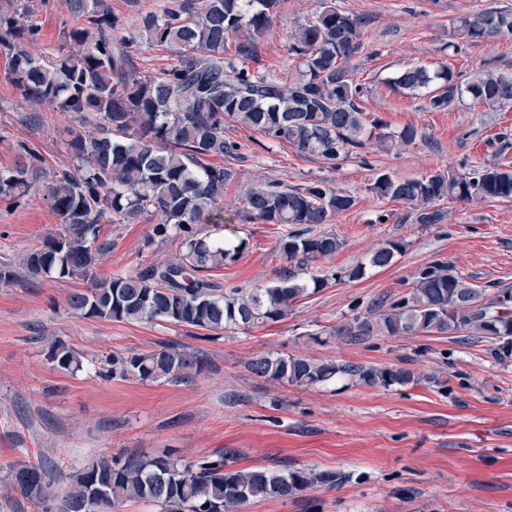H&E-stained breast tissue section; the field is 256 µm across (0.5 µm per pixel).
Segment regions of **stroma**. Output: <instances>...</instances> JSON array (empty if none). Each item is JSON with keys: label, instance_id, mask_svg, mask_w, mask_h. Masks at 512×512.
I'll return each mask as SVG.
<instances>
[{"label": "stroma", "instance_id": "stroma-1", "mask_svg": "<svg viewBox=\"0 0 512 512\" xmlns=\"http://www.w3.org/2000/svg\"><path fill=\"white\" fill-rule=\"evenodd\" d=\"M337 9L367 17L354 58L366 92L359 105L391 131L408 125L422 133L411 146L380 149L367 142L329 165L290 145L260 142L238 125L227 136L241 146L221 159L231 172L224 204L260 180L291 185L327 181L353 195L355 206L312 234L341 242L332 256L308 264L320 275L348 269L387 241L403 245L385 268L357 280L330 283L294 303L288 317L215 337L162 323H117L74 313L69 297L92 280L135 273L175 256V241L145 247L152 219L106 224L110 253L85 276H19L0 284V512H40L9 487L20 464L43 461L49 491L61 495L72 472L110 457L162 455L195 461L236 454L232 469L342 472L336 486L317 484L286 500H260L239 512H512V357L497 360L488 339L418 333L375 336L360 343L336 335L349 318L366 314L382 297L410 292L417 273L445 262L479 285L512 289V200H444L438 224H421L407 205L377 197L378 174L411 179L488 163L512 164V106L472 100L442 112L391 89L387 80L411 64L446 67L461 77L482 69L512 71V36L471 43L459 39L460 18L512 0H334ZM39 28L23 48L36 57L56 51L72 15L68 0H30ZM320 0H282L277 18L258 43L252 70L296 77L298 60L288 34L307 23ZM0 54V168L13 166L17 146L33 144L46 173L70 166L72 119L32 108L7 76ZM60 228L41 191L27 204L0 201V262L20 263ZM244 248L238 259L209 277L223 289L248 292L288 268L278 242L286 228L260 221L208 225ZM79 352V371H63L47 353L54 342ZM170 345L198 353L200 367L179 382L106 377V357L148 353ZM264 353L305 355L321 362L397 366L414 383L384 389L342 376L317 387L271 383L249 362Z\"/></svg>", "mask_w": 512, "mask_h": 512}]
</instances>
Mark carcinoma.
I'll return each mask as SVG.
<instances>
[{
    "label": "carcinoma",
    "mask_w": 512,
    "mask_h": 512,
    "mask_svg": "<svg viewBox=\"0 0 512 512\" xmlns=\"http://www.w3.org/2000/svg\"><path fill=\"white\" fill-rule=\"evenodd\" d=\"M279 0H165L160 13L142 16L130 28L109 0H69L74 23L64 31L65 47L50 59L33 57L18 43L32 40L37 28L24 0H9L0 10V53L10 61L8 78L24 97L63 112L77 123L96 120V132L72 133L67 142L71 168L54 174L45 186L47 201L61 229L30 249L21 260L31 278L86 275L112 251L100 223L131 224L156 216L144 246L176 240L179 253L131 275L94 281L70 296L72 310L86 318L118 323L166 322L221 332L275 323L288 316L292 302L326 287L338 277L356 280L366 267L393 263L402 244L387 241L342 274L300 277L308 263L331 256L341 242L334 234L289 233L278 249L294 268L277 280L242 294L228 292L204 277L236 261L243 243L214 238L206 224L224 223V184L230 173L205 163L211 157H235L241 145L224 135L229 123L245 125L270 142L336 165L349 151L376 138L394 147L414 144L419 131L407 126L380 132L385 124L367 120L357 99L363 86L353 64L366 21L323 0L314 20L289 35L290 54L299 60V76L262 75L239 67L226 56L252 59L257 40L270 26ZM462 38L512 35V9L490 8L460 20ZM174 50L173 63L143 77L133 53L140 44ZM389 86L422 97L427 108L445 110L466 98L476 103L512 104V72L489 70L464 80L450 70L406 66ZM18 160L0 168V199L19 206L29 194L42 156L27 143ZM370 191L411 206L420 224H438L444 212L434 201L512 198V166L497 163L461 173L439 171L419 179L379 175ZM356 199L323 181L288 185L266 181L246 188L234 215L265 224H327L350 210ZM465 333L500 342L496 355L512 356V291L489 292L445 264L418 273L404 297L378 302L367 315H355L337 330L350 342L373 336L417 333ZM48 359L65 371L82 366L79 353L57 342ZM196 356L174 346L149 353L114 354L107 365L114 377L181 381ZM252 373L273 383L298 387L324 384L338 375L356 377L388 389L415 382L398 367H363L317 362L282 353L261 354L249 363ZM344 476L309 468L228 470L226 462H185L170 455L101 460L76 471L60 497L46 494V469L27 463L13 474V485L42 512H86L95 489L105 491L97 512H114L128 501L148 502L160 512H236L256 500L296 496L316 484L336 485Z\"/></svg>",
    "instance_id": "obj_1"
}]
</instances>
